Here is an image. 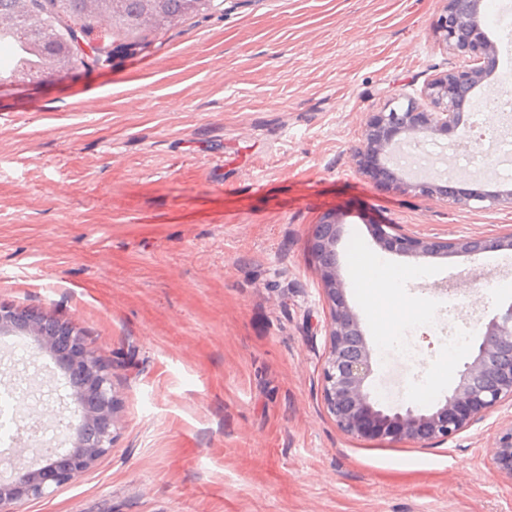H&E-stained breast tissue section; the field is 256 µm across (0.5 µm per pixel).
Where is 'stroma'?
<instances>
[{
  "instance_id": "stroma-1",
  "label": "stroma",
  "mask_w": 512,
  "mask_h": 512,
  "mask_svg": "<svg viewBox=\"0 0 512 512\" xmlns=\"http://www.w3.org/2000/svg\"><path fill=\"white\" fill-rule=\"evenodd\" d=\"M443 0H223L137 53L104 21L110 62L0 89V302L53 313L112 365L111 452L25 512H512L490 456L503 403L447 442L343 433L322 398L328 309L308 238L344 215L341 276L386 405L443 400L512 302V250L416 259L382 252L370 224L422 238H500L512 209L381 189L351 150L370 113L420 99L466 65L439 46ZM420 136L401 147L465 187L512 185L491 142L484 170ZM408 272L362 288L356 257ZM412 361L384 355L382 321ZM0 374L18 416L50 424L70 389L49 355Z\"/></svg>"
}]
</instances>
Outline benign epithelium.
<instances>
[{
	"mask_svg": "<svg viewBox=\"0 0 512 512\" xmlns=\"http://www.w3.org/2000/svg\"><path fill=\"white\" fill-rule=\"evenodd\" d=\"M18 11L30 16L35 31L47 32L34 0H16ZM438 43L467 57L472 65L435 75L425 86L420 105L409 99L369 115L352 160L360 173L381 188L396 187L415 196L432 197L451 204L472 202L512 208V190L481 192L455 186L442 176L404 179L392 161L402 142L420 134L453 137L462 124L463 112L473 101L474 90L497 61V48L484 31L481 0H445L434 24ZM39 63L25 76L51 78L71 69L80 52L78 40L36 43ZM343 221L336 211L324 214L309 239L319 266L322 293L329 309V350L322 367V396L336 426L357 438L413 443L422 447L444 443L480 414L512 402V303L502 306L482 330L481 341L464 364L459 379L436 407L421 411L412 407L383 408L370 392L372 352L358 314L350 306L340 275L337 250ZM373 235L386 251L416 258L450 252L476 256L492 250H511L512 235L496 239L439 240L418 238L391 225H373ZM12 328L34 335L38 349L56 354L63 370L81 379L74 385L72 405L65 408L70 425L65 437L76 438L73 449L40 455L36 467L15 466L7 480H0V512H23L30 502L89 471L112 450L119 417L113 392L112 365L86 342L82 332L47 312L30 313L0 303V332ZM491 456L496 471L512 480V426L502 431Z\"/></svg>",
	"mask_w": 512,
	"mask_h": 512,
	"instance_id": "benign-epithelium-1",
	"label": "benign epithelium"
}]
</instances>
